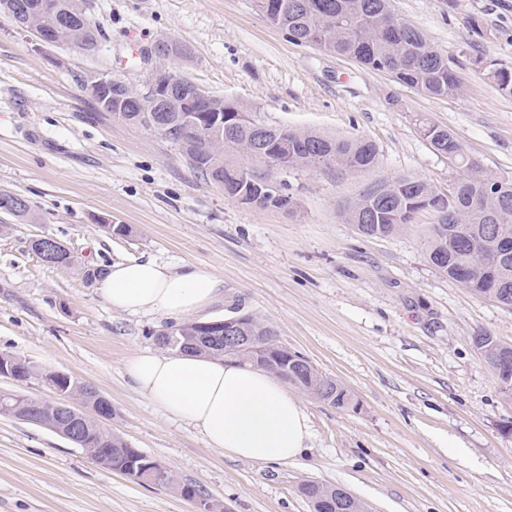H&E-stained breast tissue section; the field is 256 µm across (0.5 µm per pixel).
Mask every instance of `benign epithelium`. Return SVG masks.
I'll return each mask as SVG.
<instances>
[{
  "label": "benign epithelium",
  "mask_w": 512,
  "mask_h": 512,
  "mask_svg": "<svg viewBox=\"0 0 512 512\" xmlns=\"http://www.w3.org/2000/svg\"><path fill=\"white\" fill-rule=\"evenodd\" d=\"M0 11L17 15L25 19L24 25L30 24L32 10L23 0H0ZM63 25L43 26L35 30L38 39L47 44H56L62 40ZM153 53L160 58L180 59L189 55V49L179 43L162 41L153 47ZM182 72L165 67L156 68L150 75L147 83V92H139L127 84L115 80L108 73H96L85 81V88L89 93L104 100L112 107L117 115L124 112H140L145 101H150L157 112H186L187 124L195 129H205L209 133L220 132L224 128V109H217L212 104V96L203 92L194 84L181 80ZM260 162L264 169L249 166L250 183L257 187V198L251 204L253 208L265 209L269 203L268 197L276 192L271 183V171L274 162L263 157ZM247 315L216 320L204 324L210 333V339L215 345H223L224 356L234 357L243 349L254 350V337L244 335L243 324ZM21 360L18 356L7 351L0 352V377L18 380ZM69 376L58 371L49 372L48 385L53 393L60 396L58 400L49 401L54 411L56 421L50 429L73 444L90 452L97 463L109 467L112 463L113 449L97 448L86 438L84 422L92 420L100 426L112 419V403L103 395H98L96 401L89 406L92 414L78 412L71 407L70 394L67 391ZM3 408L10 417L30 424H43L40 414L26 412L21 408L8 403ZM124 472L131 473L142 483L152 485L164 484L166 467L152 457H138L136 455L126 458ZM356 497L348 490L338 487L330 492L324 505L340 512L342 508L351 505Z\"/></svg>",
  "instance_id": "7a95c632"
}]
</instances>
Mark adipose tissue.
<instances>
[{
  "instance_id": "obj_1",
  "label": "adipose tissue",
  "mask_w": 512,
  "mask_h": 512,
  "mask_svg": "<svg viewBox=\"0 0 512 512\" xmlns=\"http://www.w3.org/2000/svg\"><path fill=\"white\" fill-rule=\"evenodd\" d=\"M100 292L112 308L130 314L183 317L205 310L218 283L194 267L175 269L140 258L106 267ZM127 372L153 404L188 422L209 447L229 457L287 463L305 449L309 424L302 404L262 368L146 350Z\"/></svg>"
}]
</instances>
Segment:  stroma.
Here are the masks:
<instances>
[{"label": "stroma", "mask_w": 512, "mask_h": 512, "mask_svg": "<svg viewBox=\"0 0 512 512\" xmlns=\"http://www.w3.org/2000/svg\"><path fill=\"white\" fill-rule=\"evenodd\" d=\"M88 53L47 45L0 14V191L31 221L0 213V351L95 387L109 427L231 512H312L303 483L339 485L372 512H512V399L471 342L512 344V312L449 280L427 259L437 223L365 237L341 203L406 176L444 192L460 176L417 126L448 127L486 174L512 179V95L479 63L512 64V0H391L400 20L447 54L461 84L434 99L356 61L291 42L252 0H87ZM161 40L186 45L178 68L205 92L272 126L362 138L368 171H292L291 209L237 203L159 135L115 119L83 87L109 73L144 89ZM63 243L88 267L150 257L219 282L207 320L232 307L272 326L278 345L347 387L341 410L297 387L304 453L267 465L207 446L125 373L171 319L109 307L76 270L50 268L33 239ZM0 512H196L194 502L100 467L52 431L0 417Z\"/></svg>", "instance_id": "obj_1"}]
</instances>
